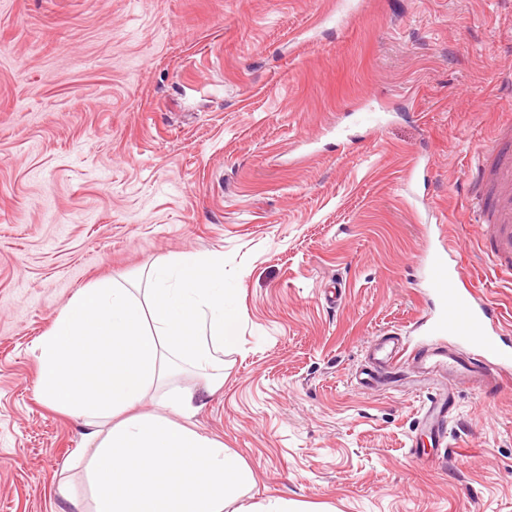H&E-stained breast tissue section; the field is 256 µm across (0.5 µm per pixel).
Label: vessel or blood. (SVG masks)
<instances>
[{
    "label": "vessel or blood",
    "mask_w": 512,
    "mask_h": 512,
    "mask_svg": "<svg viewBox=\"0 0 512 512\" xmlns=\"http://www.w3.org/2000/svg\"><path fill=\"white\" fill-rule=\"evenodd\" d=\"M471 195L487 206L480 220L490 262L512 273V128L499 129L484 148ZM459 277V269L449 266L446 253L430 255L426 281L439 308L428 327L425 351L405 352L396 339L385 337L371 353L364 383L386 379L408 367L420 375L448 379L483 398L502 388L505 376L512 373V346L494 328L487 306L471 290L458 287ZM447 335L451 343L442 344ZM454 402L453 394L440 395L422 415L436 448L448 445V415Z\"/></svg>",
    "instance_id": "1"
}]
</instances>
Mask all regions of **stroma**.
Instances as JSON below:
<instances>
[{
  "instance_id": "1",
  "label": "stroma",
  "mask_w": 512,
  "mask_h": 512,
  "mask_svg": "<svg viewBox=\"0 0 512 512\" xmlns=\"http://www.w3.org/2000/svg\"><path fill=\"white\" fill-rule=\"evenodd\" d=\"M503 124L512 0H0V512L93 507L80 420L36 394L58 312L210 252L239 338L192 422L252 468L246 502L512 512V376L456 391L432 464V387L355 379L376 337L427 342L446 245L512 339L469 195Z\"/></svg>"
}]
</instances>
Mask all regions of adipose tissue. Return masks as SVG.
I'll return each mask as SVG.
<instances>
[{"label": "adipose tissue", "mask_w": 512, "mask_h": 512, "mask_svg": "<svg viewBox=\"0 0 512 512\" xmlns=\"http://www.w3.org/2000/svg\"><path fill=\"white\" fill-rule=\"evenodd\" d=\"M239 321V290L225 281L220 252L161 260L141 286L96 281L59 312L35 346L37 391L83 422L92 512H302L282 497L245 503L252 469L190 425L197 391L224 386ZM184 370L199 389L175 385ZM149 396L159 412L139 413Z\"/></svg>", "instance_id": "ef3b65f1"}]
</instances>
